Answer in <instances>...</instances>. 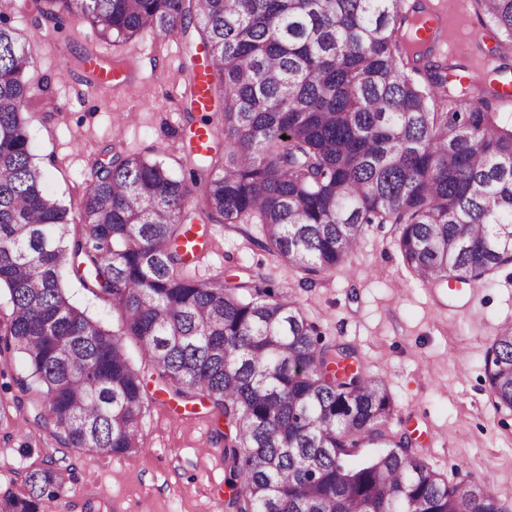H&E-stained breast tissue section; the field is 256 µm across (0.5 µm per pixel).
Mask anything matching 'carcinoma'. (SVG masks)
Listing matches in <instances>:
<instances>
[{
  "mask_svg": "<svg viewBox=\"0 0 512 512\" xmlns=\"http://www.w3.org/2000/svg\"><path fill=\"white\" fill-rule=\"evenodd\" d=\"M512 42V0H479ZM48 21L77 13L104 40L195 28L224 90L200 171L201 206L163 161L113 156L69 208L44 190L29 136L31 46L0 15V355L34 391L59 447L90 458L139 448L148 405L142 356L183 403L208 400L224 434L225 512H500L481 484L450 483L387 424L395 406L357 350L324 343L287 295L258 275L232 286L187 273L195 219L262 225L291 265L330 272L369 224H393L405 266L428 283L474 281L512 258V126L495 103L512 66L448 86V61L418 37L422 0H42ZM68 269L120 313L113 331L75 306ZM485 374L512 405V327ZM378 445L353 462L364 444ZM0 512H39L65 487L59 467L29 470Z\"/></svg>",
  "mask_w": 512,
  "mask_h": 512,
  "instance_id": "obj_1",
  "label": "carcinoma"
}]
</instances>
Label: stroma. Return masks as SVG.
I'll return each mask as SVG.
<instances>
[{
    "label": "stroma",
    "mask_w": 512,
    "mask_h": 512,
    "mask_svg": "<svg viewBox=\"0 0 512 512\" xmlns=\"http://www.w3.org/2000/svg\"><path fill=\"white\" fill-rule=\"evenodd\" d=\"M38 0H0L21 42L32 44L31 82L42 85L27 109L30 140L45 165V187L69 208L79 230L77 200L97 164L114 154L160 155L179 177L196 162L182 145L215 112L186 115L189 55L180 36L146 31L130 41L100 40L88 21L67 15L62 25L40 20ZM468 51L435 49L464 65L491 58L501 40L479 0H463ZM94 53L102 67L124 63L125 78L104 84L82 64ZM204 256L188 272L199 280L233 284L267 274L318 326L326 341L354 346L366 374L383 379L395 404L392 434H410L414 448L449 481L485 483L512 510V411L496 408L485 382L490 339L512 323V266L496 269L460 292L421 283L404 265L391 224H372L356 252L327 273L291 266L269 251L259 224L200 229ZM71 301L111 330L120 315L111 303L65 280ZM133 364L155 401L145 411L140 447L120 456L88 459L67 451L62 467L76 495L41 503L40 512H224L223 440L207 406L183 404L164 390L133 338ZM55 442L32 416L0 409V495L20 493L26 469L44 467Z\"/></svg>",
    "instance_id": "stroma-1"
}]
</instances>
